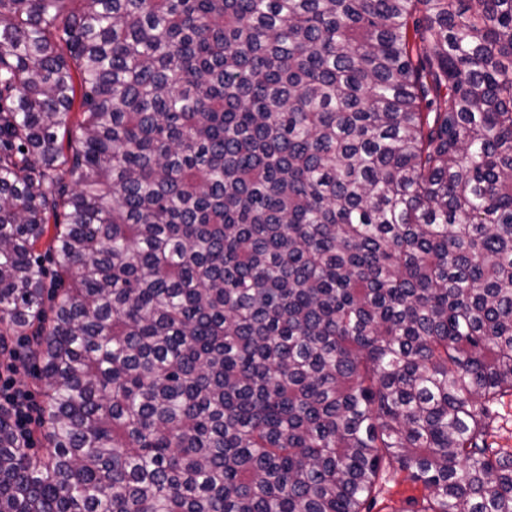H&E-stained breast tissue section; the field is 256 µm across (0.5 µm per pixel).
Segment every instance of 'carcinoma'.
I'll use <instances>...</instances> for the list:
<instances>
[{"label":"carcinoma","instance_id":"obj_1","mask_svg":"<svg viewBox=\"0 0 512 512\" xmlns=\"http://www.w3.org/2000/svg\"><path fill=\"white\" fill-rule=\"evenodd\" d=\"M13 336L0 512H512V0H0ZM32 368L33 363L29 361L26 369H19L15 375L16 386L31 392L34 401L41 408L42 388L34 378ZM14 371L15 369L10 367L0 370V407L10 412L19 435L22 438H28L32 434L34 404L27 391L15 387L12 380ZM499 412L503 417L494 423V447L512 448V398L505 399L504 408L501 406ZM423 488L403 481L402 476L389 480L377 492L370 506V512H414L421 508Z\"/></svg>","mask_w":512,"mask_h":512}]
</instances>
